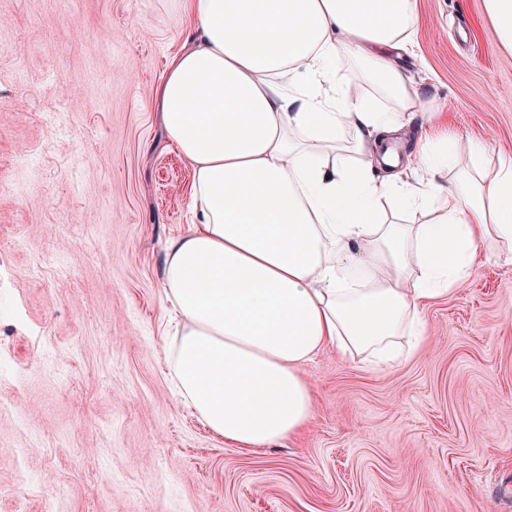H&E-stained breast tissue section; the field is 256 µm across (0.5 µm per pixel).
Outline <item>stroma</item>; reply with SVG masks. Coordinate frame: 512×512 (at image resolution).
<instances>
[{
	"label": "stroma",
	"instance_id": "1",
	"mask_svg": "<svg viewBox=\"0 0 512 512\" xmlns=\"http://www.w3.org/2000/svg\"><path fill=\"white\" fill-rule=\"evenodd\" d=\"M400 68L461 142L512 155L484 0H418ZM168 0H0V512H512V264L487 254L389 366L303 368L300 436L244 452L173 395L165 247L192 171L157 98Z\"/></svg>",
	"mask_w": 512,
	"mask_h": 512
}]
</instances>
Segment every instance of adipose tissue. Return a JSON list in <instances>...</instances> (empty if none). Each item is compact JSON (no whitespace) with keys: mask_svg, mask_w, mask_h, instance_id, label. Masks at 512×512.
Returning <instances> with one entry per match:
<instances>
[{"mask_svg":"<svg viewBox=\"0 0 512 512\" xmlns=\"http://www.w3.org/2000/svg\"><path fill=\"white\" fill-rule=\"evenodd\" d=\"M171 2L198 35L158 99L193 175L194 219L165 252L168 377L252 452L311 420L302 368L317 354L393 360L488 242L512 243V156L463 148L434 119L411 160L420 185L401 182L391 141L419 95L394 57L416 51L417 0ZM347 52L387 105L349 93Z\"/></svg>","mask_w":512,"mask_h":512,"instance_id":"obj_1","label":"adipose tissue"}]
</instances>
